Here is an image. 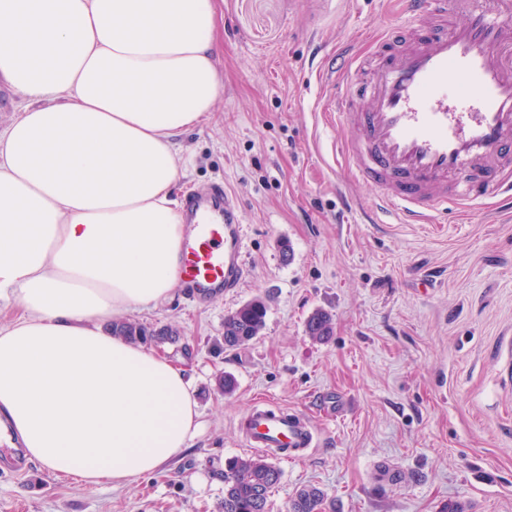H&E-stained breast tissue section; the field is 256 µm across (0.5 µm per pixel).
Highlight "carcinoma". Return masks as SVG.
<instances>
[{
    "mask_svg": "<svg viewBox=\"0 0 512 512\" xmlns=\"http://www.w3.org/2000/svg\"><path fill=\"white\" fill-rule=\"evenodd\" d=\"M266 301L256 297L224 320V347L234 348L253 340L263 331L267 315ZM332 318L325 311L314 312L306 321V332L315 341H325L332 334ZM112 332L131 341L159 345L175 343L178 336L168 328H148L118 321ZM282 471L263 456L233 457L224 465V501L221 512H270L269 494L280 483ZM289 512H326V497L317 486L298 490L289 504Z\"/></svg>",
    "mask_w": 512,
    "mask_h": 512,
    "instance_id": "obj_1",
    "label": "carcinoma"
}]
</instances>
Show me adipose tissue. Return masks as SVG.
I'll list each match as a JSON object with an SVG mask.
<instances>
[{
    "instance_id": "1",
    "label": "adipose tissue",
    "mask_w": 512,
    "mask_h": 512,
    "mask_svg": "<svg viewBox=\"0 0 512 512\" xmlns=\"http://www.w3.org/2000/svg\"><path fill=\"white\" fill-rule=\"evenodd\" d=\"M214 0H0V432L121 487L199 429L184 368L112 335L180 284L186 131L224 92Z\"/></svg>"
}]
</instances>
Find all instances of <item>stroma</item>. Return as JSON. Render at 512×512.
I'll list each match as a JSON object with an SVG mask.
<instances>
[{"instance_id":"35a3bbf8","label":"stroma","mask_w":512,"mask_h":512,"mask_svg":"<svg viewBox=\"0 0 512 512\" xmlns=\"http://www.w3.org/2000/svg\"><path fill=\"white\" fill-rule=\"evenodd\" d=\"M400 10L399 0H217L224 93L182 138L181 182H223L237 201L247 276L204 303L181 288L125 315L178 329L180 344L159 351L192 376L200 429L165 470L119 488L34 460L14 472L0 446V512H220L224 463L249 453L236 422L259 399L320 433L308 457L278 460L272 512L307 485L334 512H441L451 501L512 512V211L489 200L435 224L390 223L376 189L339 162L353 129L322 112L344 85L316 52L365 49ZM258 296L261 334L218 350L225 318ZM318 309L333 318L325 342L305 328ZM227 374L229 393L218 386ZM381 462L396 482L376 477Z\"/></svg>"}]
</instances>
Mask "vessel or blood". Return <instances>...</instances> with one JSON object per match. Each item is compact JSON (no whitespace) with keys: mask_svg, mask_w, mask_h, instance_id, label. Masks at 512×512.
Here are the masks:
<instances>
[{"mask_svg":"<svg viewBox=\"0 0 512 512\" xmlns=\"http://www.w3.org/2000/svg\"><path fill=\"white\" fill-rule=\"evenodd\" d=\"M403 23L366 51L337 50L328 74L346 89L330 121L355 131L345 167L374 186L382 213L432 224L498 199L512 209V0H401ZM179 277L207 301L240 286L246 269L238 205L222 185L191 194ZM245 447L302 457L318 447L308 420L264 400L239 421Z\"/></svg>","mask_w":512,"mask_h":512,"instance_id":"obj_1","label":"vessel or blood"}]
</instances>
